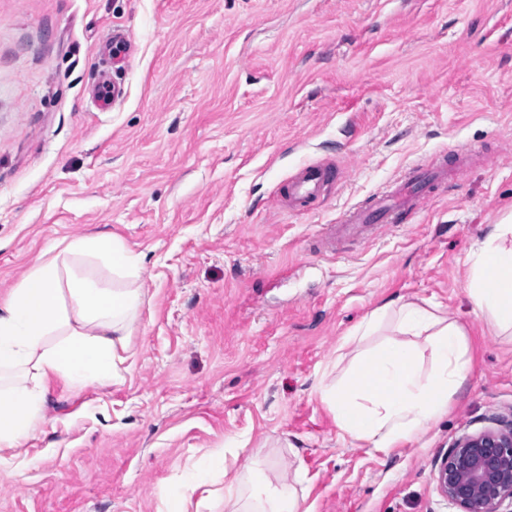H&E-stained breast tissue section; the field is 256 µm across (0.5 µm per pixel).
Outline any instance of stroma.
<instances>
[{
  "label": "stroma",
  "instance_id": "obj_1",
  "mask_svg": "<svg viewBox=\"0 0 512 512\" xmlns=\"http://www.w3.org/2000/svg\"><path fill=\"white\" fill-rule=\"evenodd\" d=\"M109 71L120 95L98 111ZM469 151L403 224L321 255L352 207ZM339 176L280 201L300 165ZM512 222V0H0V304L89 233L142 260L139 322L107 388L48 387L0 512H232L262 462L303 512H456L433 478L458 436L512 418V333L472 302L470 257ZM399 299L463 326L470 372L425 438L343 434L323 383L396 338L349 334ZM198 471L187 494L183 477Z\"/></svg>",
  "mask_w": 512,
  "mask_h": 512
}]
</instances>
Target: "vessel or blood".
<instances>
[{
    "mask_svg": "<svg viewBox=\"0 0 512 512\" xmlns=\"http://www.w3.org/2000/svg\"><path fill=\"white\" fill-rule=\"evenodd\" d=\"M334 173L320 162H308L299 167L287 180L288 203L305 206L321 195ZM448 180V168L418 165L397 182L393 190L376 195L371 205L348 211L336 229L345 238L370 239L373 229L382 224H398L418 213L421 202Z\"/></svg>",
    "mask_w": 512,
    "mask_h": 512,
    "instance_id": "vessel-or-blood-1",
    "label": "vessel or blood"
}]
</instances>
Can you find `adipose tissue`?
I'll use <instances>...</instances> for the list:
<instances>
[{
	"mask_svg": "<svg viewBox=\"0 0 512 512\" xmlns=\"http://www.w3.org/2000/svg\"><path fill=\"white\" fill-rule=\"evenodd\" d=\"M511 224L494 225L476 253L468 282L474 304L502 328H512ZM139 259L109 235L70 242L62 256L35 266L0 306V463L19 456L44 421L51 381L80 387L115 379L139 316ZM392 318L397 331L424 337L432 367L420 350L390 342L359 359L343 379L324 386L322 398L340 429L372 448H397L417 440L448 412L467 379L470 360L462 327L413 301L375 309L352 334L363 341ZM224 499L236 512H299L295 490L272 485L262 464L246 483L229 482Z\"/></svg>",
	"mask_w": 512,
	"mask_h": 512,
	"instance_id": "obj_1",
	"label": "adipose tissue"
}]
</instances>
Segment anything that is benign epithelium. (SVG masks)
Listing matches in <instances>:
<instances>
[{"instance_id":"7a95c632","label":"benign epithelium","mask_w":512,"mask_h":512,"mask_svg":"<svg viewBox=\"0 0 512 512\" xmlns=\"http://www.w3.org/2000/svg\"><path fill=\"white\" fill-rule=\"evenodd\" d=\"M440 492L459 512L512 508V420L456 439L437 461Z\"/></svg>"}]
</instances>
